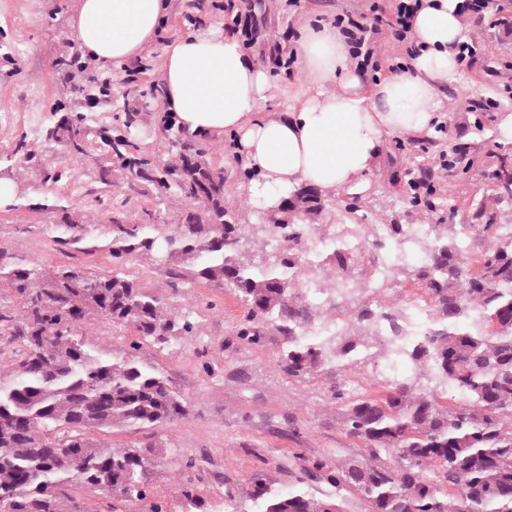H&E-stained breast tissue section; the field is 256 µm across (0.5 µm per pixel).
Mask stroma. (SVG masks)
Segmentation results:
<instances>
[{"instance_id": "stroma-1", "label": "stroma", "mask_w": 512, "mask_h": 512, "mask_svg": "<svg viewBox=\"0 0 512 512\" xmlns=\"http://www.w3.org/2000/svg\"><path fill=\"white\" fill-rule=\"evenodd\" d=\"M237 0H169V11L160 38L152 46L139 74L128 67L113 69L112 82L131 76L143 82H160L163 49L174 36L186 33L191 21L206 19L233 27L232 7ZM397 0H252L253 21L242 31L249 53L270 69L273 87L264 109L284 112L291 108L304 76L299 68L280 72L276 54L290 55L299 23L320 17L327 21L350 16H372L382 9L384 23L374 40L380 50L378 69H365L373 81L392 74L406 62V43L392 39L387 27L394 20ZM59 7L51 15V7ZM73 0H0V46H14L12 55H0V152L20 138L36 144L34 155L18 172L20 194L9 207L0 208V246L24 253L46 268L80 267L108 271L112 258L106 245L112 234V213L120 211L126 222L141 223L151 214L160 230L180 215L173 200L157 203L152 197L131 194L102 183L99 163L90 156L73 158L58 144L40 140L42 127L58 121L65 102L56 62L77 53L69 14ZM467 45L476 48L472 66L442 89V108L433 132L397 144L387 138L368 175L360 201L367 223L420 224L422 209L412 201L404 173L413 164L429 169L427 184L434 199L452 197L443 209L447 223L468 225L467 249L479 255L488 246L474 229L475 214L495 188L487 175L491 154L512 152V138L502 122L512 115V25L498 23L494 11H466ZM211 160L224 168L229 199L245 224L263 221L261 211L243 194L239 164L231 153L210 142ZM66 166L69 183L44 184L43 170ZM68 206L74 220L85 224L96 251L81 252L54 242L51 226L61 214L42 209L44 200ZM127 271L144 287L163 292L175 275H182L180 292L170 297L172 309L193 316V335L159 349L143 346L141 354L186 399L185 418L159 423L137 433L112 434V442L125 446L153 444L154 459L144 481L155 498L166 502L168 512H227L230 499L239 497L255 480L288 490L292 474L316 460L349 457L360 445L341 430L342 412L331 398L336 381H344L359 394L378 390L382 375L366 362L345 372L327 366L304 378L285 375L276 363L284 339L268 337L264 347L241 342L236 327L243 308L234 291L224 283L200 284L187 275L186 266L158 265L132 259ZM191 483L200 496L192 507L181 496L183 483Z\"/></svg>"}]
</instances>
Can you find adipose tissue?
I'll use <instances>...</instances> for the list:
<instances>
[{"instance_id": "ef3b65f1", "label": "adipose tissue", "mask_w": 512, "mask_h": 512, "mask_svg": "<svg viewBox=\"0 0 512 512\" xmlns=\"http://www.w3.org/2000/svg\"><path fill=\"white\" fill-rule=\"evenodd\" d=\"M463 0H421L410 21L415 52L403 71L367 84L346 37L332 23L306 19L293 56L307 79L299 104L265 112L272 77L237 36L207 23L176 36L162 57L161 106L185 135L234 138L232 154L256 167L245 187L273 206L292 187L363 190L386 138L430 133L442 87L459 70L466 39ZM168 0H75L70 27L81 54L119 67L156 39Z\"/></svg>"}]
</instances>
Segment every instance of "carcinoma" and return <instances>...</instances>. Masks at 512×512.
<instances>
[{
	"instance_id": "carcinoma-1",
	"label": "carcinoma",
	"mask_w": 512,
	"mask_h": 512,
	"mask_svg": "<svg viewBox=\"0 0 512 512\" xmlns=\"http://www.w3.org/2000/svg\"><path fill=\"white\" fill-rule=\"evenodd\" d=\"M57 66L72 82L69 114L46 130V139L73 157L96 151L102 170L112 171V186L159 201L175 193L188 210L163 233L113 216L107 272L47 269L0 247V288L20 306L16 317L0 314V335L22 346L9 369L0 367V512H115L110 501L87 508L73 494L78 487L109 486V496L124 500L151 495L141 472L152 449L116 447L105 436L187 415L179 392L140 350L145 342L165 347L189 336L197 323L168 311L162 295L127 274L133 258L177 261L198 282L232 288L244 308L236 336L255 347L283 337L276 362L290 378L379 357H399L415 370L408 382L385 381L380 396H355L336 384L342 430L362 444V454L302 468L286 492L255 482L249 512H345L351 495L364 512H512V232L498 209L512 205V161L491 166L496 194L477 211V230L489 245L475 260L454 225L439 218L418 240L419 264L410 268L398 257L388 265V277L409 274L432 303L421 324L402 309L363 301L353 274L379 261L371 251L384 247L383 239L362 253L332 241L317 259L308 257L306 244L327 214L326 193L297 186L263 210L264 223L242 224L224 168L203 148L183 141L165 118L177 152L155 161L143 146L138 112L115 115L112 135L93 138L83 102L91 94L111 102L112 77L76 56L60 57ZM125 85V99L158 96L153 84L132 78ZM31 155L32 143L20 139L0 152V171H14ZM361 211L352 205L340 212L350 237L365 235ZM257 230L277 244L271 263L247 256ZM55 232L61 245L85 242L84 225L67 215ZM316 271L322 287L331 288L330 307L300 295L298 282ZM333 311L351 318L339 331ZM90 315L131 331L135 340L123 356L91 348L84 333ZM311 482L334 492L317 497L307 489Z\"/></svg>"
}]
</instances>
